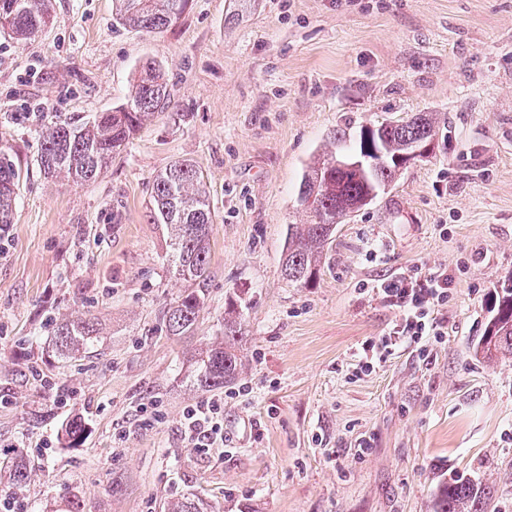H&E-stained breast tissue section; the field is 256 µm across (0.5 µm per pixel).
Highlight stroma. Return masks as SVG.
Wrapping results in <instances>:
<instances>
[{"instance_id": "stroma-1", "label": "stroma", "mask_w": 512, "mask_h": 512, "mask_svg": "<svg viewBox=\"0 0 512 512\" xmlns=\"http://www.w3.org/2000/svg\"><path fill=\"white\" fill-rule=\"evenodd\" d=\"M51 13L26 42L0 32V150L22 171L0 235V468L29 463L21 491L0 477V512H164L183 496L212 512H434L460 479L512 512V361L473 355L512 273V0H190L158 34L115 23L112 0H51ZM153 59L187 120L154 117L92 184L44 175L43 126L120 105ZM415 112L442 117L434 152L338 225L315 287L288 284L305 165L336 129ZM179 159L201 168L215 222L203 318L173 337L161 312L182 283L149 201ZM435 265L446 336L363 368L401 315L371 283ZM232 298L241 374L198 390L189 360ZM64 318L98 325L81 357L55 352ZM210 399L224 444L202 451L182 424Z\"/></svg>"}]
</instances>
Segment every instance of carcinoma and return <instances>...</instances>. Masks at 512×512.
Listing matches in <instances>:
<instances>
[{"label":"carcinoma","mask_w":512,"mask_h":512,"mask_svg":"<svg viewBox=\"0 0 512 512\" xmlns=\"http://www.w3.org/2000/svg\"><path fill=\"white\" fill-rule=\"evenodd\" d=\"M115 19L142 31L156 33L180 18L188 0H113ZM49 0H0V26L16 41H24L50 23ZM171 103L162 64L143 63L134 77L126 101L108 112H99L75 125L58 118L46 128L37 162L44 174L64 176L87 184L100 177L112 159L144 122L167 111ZM438 117L418 112L401 124L381 122L363 125L355 150L362 148V134L386 152V158L364 171L336 167L350 136L338 130L329 137L321 154L306 166L297 200L308 214L303 224L288 225V246L282 273L288 282L312 288L329 261L336 226L367 207L403 173L397 163L414 146H427L435 136ZM19 170L0 154V224L13 223ZM150 217L167 230L168 270L184 283V290L165 306L163 324L168 336H192L205 308L203 288L209 275V253L214 215L206 195L200 168L191 160L172 162L155 178ZM490 319L473 346L474 355L490 363L512 357V275L495 287ZM245 335L239 305L229 302L224 310L222 340L203 343L194 362L193 384L218 391L239 376L241 360L236 344ZM98 328L87 319H63L56 323L53 345L59 356L70 358L94 346ZM493 499L487 487L458 482L440 490L434 512H490ZM170 512H207L200 499L183 497L170 504Z\"/></svg>","instance_id":"1"}]
</instances>
